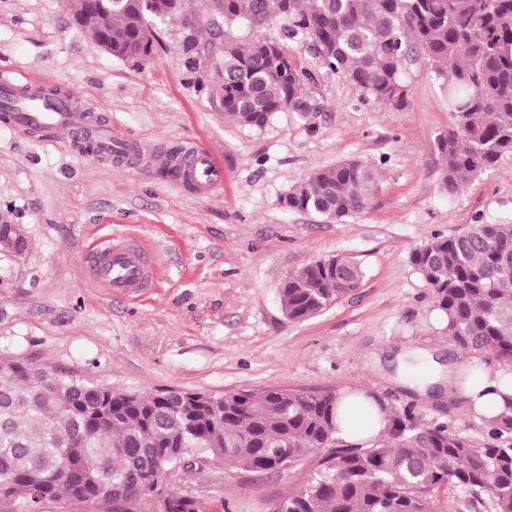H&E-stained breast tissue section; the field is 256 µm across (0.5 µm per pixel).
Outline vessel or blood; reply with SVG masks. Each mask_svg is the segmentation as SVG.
<instances>
[{"instance_id":"b4317fda","label":"vessel or blood","mask_w":512,"mask_h":512,"mask_svg":"<svg viewBox=\"0 0 512 512\" xmlns=\"http://www.w3.org/2000/svg\"><path fill=\"white\" fill-rule=\"evenodd\" d=\"M0 100L12 104L11 120L23 129H40L77 147L83 156L123 165L141 156V146L121 135L111 119L93 123L78 106L76 94L47 99L33 94L23 99L15 81L0 78ZM184 181L205 191L224 181V168L201 144L182 147L168 161ZM86 273L108 292L135 293L154 284L155 267L147 252L130 237L112 234L98 242L86 259Z\"/></svg>"}]
</instances>
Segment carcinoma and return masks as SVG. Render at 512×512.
Returning <instances> with one entry per match:
<instances>
[{
  "label": "carcinoma",
  "mask_w": 512,
  "mask_h": 512,
  "mask_svg": "<svg viewBox=\"0 0 512 512\" xmlns=\"http://www.w3.org/2000/svg\"><path fill=\"white\" fill-rule=\"evenodd\" d=\"M80 29L112 56L148 64L154 22L180 17L200 26L186 0H71ZM224 24V113L262 128L277 112L313 117L299 71L273 39L240 43L239 23L283 24L290 39L309 40L329 70L371 99L411 104L405 74L422 58L448 97L451 132L438 136L440 188L450 196L512 153V0H212ZM376 169L349 159L311 173L285 205L340 220L364 210ZM444 318L443 333L475 360L462 380L512 364V223L472 224L410 252ZM351 256L311 261L280 288L290 320L316 316L360 287ZM485 418L483 446L443 423H425L412 406L388 404L384 427L348 442L340 435L341 393L277 386L224 395L215 410L183 391L152 394L101 389L53 368L0 356V506L39 512L46 500L137 512L156 486L168 512H202L191 497L151 478L183 469L197 448L227 468L294 472L305 454L319 458L276 512H512V397Z\"/></svg>",
  "instance_id": "obj_1"
}]
</instances>
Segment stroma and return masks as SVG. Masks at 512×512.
<instances>
[{
  "label": "stroma",
  "mask_w": 512,
  "mask_h": 512,
  "mask_svg": "<svg viewBox=\"0 0 512 512\" xmlns=\"http://www.w3.org/2000/svg\"><path fill=\"white\" fill-rule=\"evenodd\" d=\"M157 34L152 61L139 67L78 28L70 0H0V70L77 93L92 117H112L143 146L141 160L119 166L0 122V215L23 225L29 240L24 255L0 252V356L135 393L363 386L414 406L425 422L487 441L488 427L467 400L403 382L398 355L419 349L462 362L439 332L430 290L409 256L438 234L512 223V153L447 197L435 140L450 114L424 63L406 74L410 106L391 109L328 70L307 39L289 40V57L312 76L305 92L317 115L307 122L279 112L255 128L224 114L214 69L223 37L199 29L206 52L192 65L180 19L159 24ZM192 143L224 166L223 184L205 195L153 164ZM346 159L378 172L367 209L339 220L288 209L291 188ZM115 231L154 255L155 285L141 296L108 298L87 280L85 254ZM338 254L361 264L360 287L317 316L289 320L284 278ZM300 480L229 470L202 454L173 485L202 512H275Z\"/></svg>",
  "instance_id": "obj_1"
}]
</instances>
